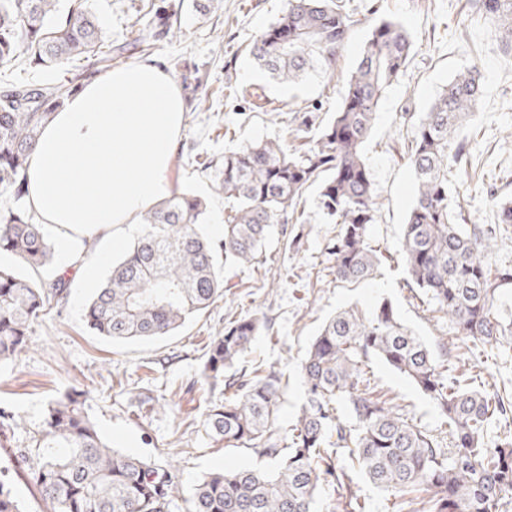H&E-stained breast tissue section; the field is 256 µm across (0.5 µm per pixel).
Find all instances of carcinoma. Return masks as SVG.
<instances>
[{
    "mask_svg": "<svg viewBox=\"0 0 512 512\" xmlns=\"http://www.w3.org/2000/svg\"><path fill=\"white\" fill-rule=\"evenodd\" d=\"M479 4L511 48L512 0ZM147 8L150 18L136 37L112 42L90 0H0V195L15 201L0 210V254L27 269L22 274L0 265V362L27 347L32 324L71 287L57 273L41 275L53 244L27 200V159L42 127L83 83L130 51L146 55L155 43L178 37L167 0H149ZM355 24L342 0H288L250 54L282 83L332 74ZM412 53L407 29L381 20L340 108L310 147L252 142L201 163L214 171L215 190L228 202L222 239L216 243L203 233L207 203L197 196L175 193L150 207L140 216L141 236L91 297L87 325L112 340L175 332L224 296L220 262H254L313 186L319 210L338 225L328 246L332 280L372 276L382 259L369 237L378 204L364 145ZM81 60L84 65L73 66ZM22 65L62 68L65 76L45 82L11 77ZM480 93L477 71L461 73L419 117L407 151L416 193L400 244L410 280L430 294L473 353L512 339V314L498 305L512 285V267L493 271L485 261L501 225L512 224V202L500 206L497 225L470 224L448 193L449 165L461 159L459 128L476 117ZM270 329L256 314L226 319L224 333L208 345L200 375L201 385L224 391V401L209 403L204 414L209 438L276 468L210 472L193 489L187 512H318L325 485L344 491L334 512H363L358 498L345 493L350 469L389 493L392 512H512V430L493 448L485 442L491 422L512 415V386L490 394L452 374L444 355L402 324L385 300L369 315L352 308L337 313L313 337L299 369L304 403L283 434L277 427L281 376L261 365L234 369ZM375 359L434 404L439 431L412 423L374 393ZM86 401V392L73 389L48 402L43 430L33 437L37 458L19 461L24 479L49 512H169L171 464L112 447L86 412ZM343 401L346 419L338 414ZM0 512H20L11 485L1 479Z\"/></svg>",
    "mask_w": 512,
    "mask_h": 512,
    "instance_id": "1",
    "label": "carcinoma"
}]
</instances>
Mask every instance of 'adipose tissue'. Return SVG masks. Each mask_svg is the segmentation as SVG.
Wrapping results in <instances>:
<instances>
[{"label": "adipose tissue", "instance_id": "adipose-tissue-1", "mask_svg": "<svg viewBox=\"0 0 512 512\" xmlns=\"http://www.w3.org/2000/svg\"><path fill=\"white\" fill-rule=\"evenodd\" d=\"M177 80L151 63L109 69L68 98L45 125L28 159L29 200L70 241L135 223L169 197L172 158L184 127Z\"/></svg>", "mask_w": 512, "mask_h": 512}]
</instances>
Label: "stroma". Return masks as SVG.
<instances>
[{"instance_id": "stroma-1", "label": "stroma", "mask_w": 512, "mask_h": 512, "mask_svg": "<svg viewBox=\"0 0 512 512\" xmlns=\"http://www.w3.org/2000/svg\"><path fill=\"white\" fill-rule=\"evenodd\" d=\"M146 2L94 0L103 27L116 40L135 36ZM171 3L181 35L160 43L149 59L175 78L199 77L212 96L203 104L188 101L169 178L176 191L205 199L207 229L216 241L222 237L224 198L196 169L195 156L220 157L262 140L297 146L319 136L341 105L372 28L383 19L404 25L414 56L383 99L364 147L379 203L370 241L384 260L372 280L329 281L327 247L337 227L325 223L311 189L295 221L280 225L258 262L225 266L223 297L173 335L147 341L96 335L84 320L94 288L74 276L66 301L34 324L27 347L0 363V409L18 422L9 447H0V473L11 479L23 512H41L42 505L17 474V460L42 429L48 401L73 389L88 392V414L114 448L170 460L177 474L170 512H186L192 488L207 473L258 466L252 454L213 443L203 427L208 404L224 398L222 391L201 387L203 355L230 312L263 314L271 321V335L257 337L246 360L287 377L277 420L285 429L295 423L303 403L299 365L322 324L344 309L370 312L383 299L431 348H445L458 371L474 375L478 385L490 390L512 384V347L461 354L447 318L433 311L422 289L409 284L399 252L402 225L415 198L414 173L401 144L443 86L462 71H479L482 96L475 120L459 133L473 164L453 167L451 195L481 224L495 223L499 205L512 201V53L502 52L498 29L472 12L470 0H346L359 22L335 73L288 85L270 78L250 55L253 40L281 16L287 0H224L205 17L192 0ZM372 367L378 394L418 425L439 427L433 404L412 382L381 361ZM147 373L164 405L140 403V378Z\"/></svg>"}]
</instances>
